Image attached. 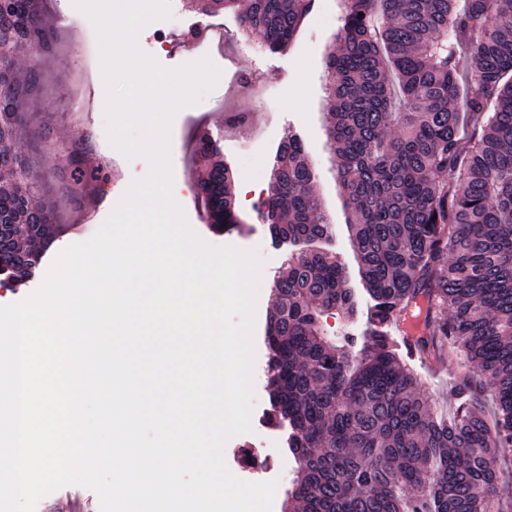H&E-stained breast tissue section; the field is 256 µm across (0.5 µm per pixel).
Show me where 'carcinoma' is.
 Masks as SVG:
<instances>
[{
    "mask_svg": "<svg viewBox=\"0 0 512 512\" xmlns=\"http://www.w3.org/2000/svg\"><path fill=\"white\" fill-rule=\"evenodd\" d=\"M231 12L272 52L295 38L314 0H197ZM326 57L328 142L350 211L360 277L377 327L402 319L417 350L459 353L476 368L446 416L382 333L342 341L329 311L352 315L343 264L317 249L292 255L274 283L266 327L270 415L291 429L300 476L283 512H512L496 455L512 448V0H342ZM0 225L18 250L53 235V208L34 202V172L18 140L40 74L17 77L15 54L41 56L37 0H0ZM483 128L474 144L463 124ZM80 186L99 180L71 158ZM454 176L445 180L444 174ZM301 139L280 144L265 200L279 245L326 238ZM219 230L239 223L232 175L214 161L199 185ZM4 282L31 276L15 252ZM488 390L489 421L475 392Z\"/></svg>",
    "mask_w": 512,
    "mask_h": 512,
    "instance_id": "cac0c4a2",
    "label": "carcinoma"
}]
</instances>
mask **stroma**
Segmentation results:
<instances>
[{
	"label": "stroma",
	"mask_w": 512,
	"mask_h": 512,
	"mask_svg": "<svg viewBox=\"0 0 512 512\" xmlns=\"http://www.w3.org/2000/svg\"><path fill=\"white\" fill-rule=\"evenodd\" d=\"M341 0H315L300 31L288 49L253 51V43L239 35L232 16L202 14L193 0H170L168 16L145 24L138 36L140 51L161 66L177 68L187 63L193 52L192 35L223 23V51L211 57L220 71L215 87L202 94L189 110L176 112L170 128L169 160L172 196L192 229L209 246H231L255 252L262 263L261 280L253 326L254 366L251 429L230 437L224 445V461L238 478L249 482L274 480L278 483L272 512H282L286 494L298 476V464L286 445L288 431L268 421L266 409V348L264 336L267 316L274 301V280L291 255V249L273 242L263 215L271 172L278 145L291 134L298 135L316 171V190L324 212L332 221V232L324 247L348 268L356 289L360 315L351 318L336 311L322 318L324 331L332 337H362L366 327L365 309L371 301L361 287L355 260V242L349 227V212L336 176L326 128V93L323 81L324 59L340 28ZM167 31L166 49L154 43L157 31ZM85 45L76 30L62 31L53 51L42 60L32 55L18 61L20 71L39 68L43 81L38 109L29 113L24 126V141L31 147V161L37 175L35 189L49 200L57 213L55 239L41 247L40 263L30 282L20 288L0 287V305L25 299L42 283L57 254L71 244L89 239L111 215L132 183L133 177H146L150 163L146 157H129L115 148L106 131L104 80H97L89 94L95 108L75 116L72 72L80 68ZM252 101L254 124L261 129L260 139L248 132L227 127L224 108ZM207 132L219 147L218 158L233 172L234 182L258 183V190L237 199L242 218L239 228L217 234L211 231L191 185L203 177V163L197 152L199 132ZM82 146L86 169L100 170L106 181L98 189H76L70 177V152ZM426 394L440 413H452L455 400L451 388L458 376L471 372L465 360L454 364L434 363L426 368L412 361Z\"/></svg>",
	"instance_id": "1"
}]
</instances>
